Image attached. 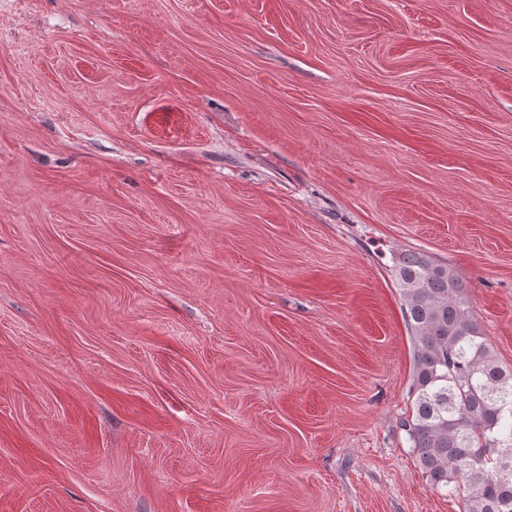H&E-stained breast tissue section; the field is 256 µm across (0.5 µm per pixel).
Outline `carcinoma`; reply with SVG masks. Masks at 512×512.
<instances>
[{
    "label": "carcinoma",
    "mask_w": 512,
    "mask_h": 512,
    "mask_svg": "<svg viewBox=\"0 0 512 512\" xmlns=\"http://www.w3.org/2000/svg\"><path fill=\"white\" fill-rule=\"evenodd\" d=\"M393 275L412 350L417 465L432 486L463 493L466 512H512V370L470 315L460 278L423 253L398 256Z\"/></svg>",
    "instance_id": "obj_1"
}]
</instances>
